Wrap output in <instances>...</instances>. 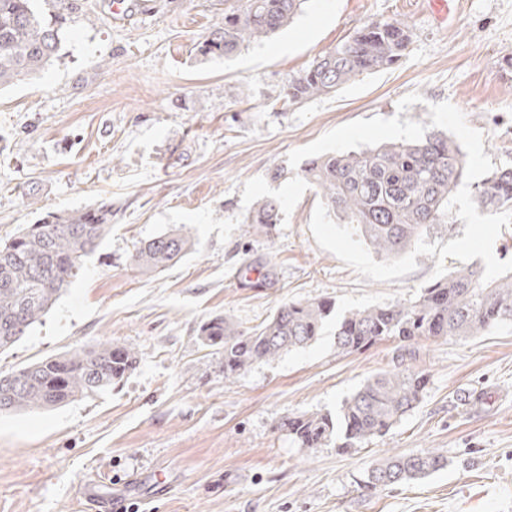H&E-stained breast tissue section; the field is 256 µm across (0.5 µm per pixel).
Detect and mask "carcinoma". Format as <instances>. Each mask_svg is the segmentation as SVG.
<instances>
[{
    "instance_id": "1",
    "label": "carcinoma",
    "mask_w": 512,
    "mask_h": 512,
    "mask_svg": "<svg viewBox=\"0 0 512 512\" xmlns=\"http://www.w3.org/2000/svg\"><path fill=\"white\" fill-rule=\"evenodd\" d=\"M306 0H242L224 13L196 46L206 60L231 56L288 26ZM73 0H0V90L33 78L63 56ZM411 30L401 19L370 21L288 78L278 103L287 109L335 93L364 74L388 69L403 58ZM466 158L446 134L429 132L418 142H387L354 152L310 159L303 169L328 214L351 224L360 240L385 258L403 254L434 225L448 223L444 207L464 176ZM477 207L512 210V166L492 171L476 187ZM281 203L267 197L244 223L269 233ZM112 226L105 202L76 211L46 208L41 218L0 244V351L16 345L41 321L71 284L85 257ZM194 247L180 229L152 237L136 249L143 272L164 271ZM483 269L467 267L424 287L413 299L348 310L336 319V348L360 351L385 338L412 343L422 337L467 340L512 323V272L487 284ZM335 312L325 298L287 301L260 325L242 329L222 317L200 326L203 345L224 353V379L254 364L302 348L321 335ZM138 355L114 341L67 351L10 372L0 371V414L50 410L112 387L130 374ZM425 373L409 367L381 371L346 398L336 414L293 413L281 428L300 448L330 442L341 451L381 437L414 409L425 390ZM447 466L439 452L390 456L371 467L364 488L381 490L425 478Z\"/></svg>"
}]
</instances>
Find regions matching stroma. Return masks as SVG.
<instances>
[{
	"instance_id": "1",
	"label": "stroma",
	"mask_w": 512,
	"mask_h": 512,
	"mask_svg": "<svg viewBox=\"0 0 512 512\" xmlns=\"http://www.w3.org/2000/svg\"><path fill=\"white\" fill-rule=\"evenodd\" d=\"M114 19L109 0H76L64 57L0 92V241L41 207L112 204V228L72 285L13 348L0 371L118 341L139 356L120 383L48 411L0 415V512H512V324L469 340L387 338L336 349L334 325L310 345L224 378L222 351L202 344L216 316L251 328L283 302L325 297L337 311L409 300L433 257L389 283L358 275L317 245L319 201L287 156L328 131L396 113L430 124L451 102L484 135L494 166L512 165V0H457L452 24L425 0H306L262 42L201 60L195 45L238 0H154ZM397 18L411 42L400 63L289 109L274 100L292 75L361 24ZM275 197L271 234L244 216ZM185 229L193 250L141 273L140 242ZM272 263L262 288L244 262ZM409 366L428 384L380 438L347 452L301 448L281 427L293 412H335L367 378ZM438 451L431 476L366 491L369 467ZM100 473L91 495L81 483Z\"/></svg>"
}]
</instances>
